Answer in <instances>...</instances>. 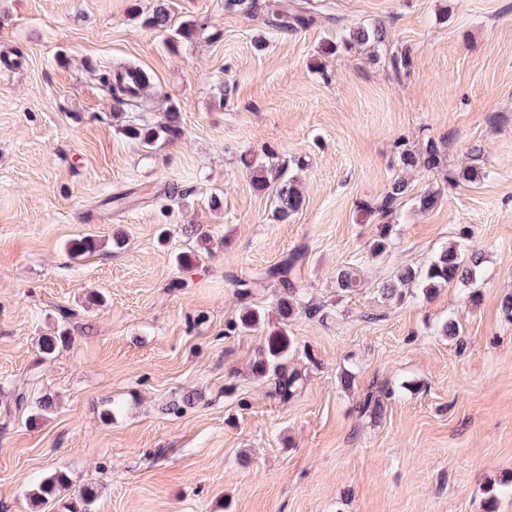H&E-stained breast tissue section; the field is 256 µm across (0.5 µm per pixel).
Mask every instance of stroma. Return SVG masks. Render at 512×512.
Instances as JSON below:
<instances>
[{
    "instance_id": "stroma-1",
    "label": "stroma",
    "mask_w": 512,
    "mask_h": 512,
    "mask_svg": "<svg viewBox=\"0 0 512 512\" xmlns=\"http://www.w3.org/2000/svg\"><path fill=\"white\" fill-rule=\"evenodd\" d=\"M278 2L247 15L168 0L159 32L144 24L154 0H0V60L14 63L0 73V512H63L29 500L58 472L98 486L92 512H512L498 487L512 475V0H295L317 21L288 32L268 23ZM188 20L207 25L190 44L174 31ZM371 23L384 44L324 54ZM120 62L148 71L153 94L116 118L105 78ZM171 105L180 137L126 136ZM431 141L442 168L403 167L401 148ZM272 157L304 195L284 222L245 165ZM469 165L478 178L447 184ZM399 176L411 195L376 258L356 207ZM88 238L97 248L73 255ZM461 240L482 255L474 286L384 297L399 268ZM296 250L301 380L284 402L253 369L281 292L256 272ZM348 266L362 284L344 292ZM250 309L263 329L229 331ZM451 315L461 338L436 331ZM61 326L70 344L43 357ZM26 374L51 411L16 405ZM191 392L201 401L165 413Z\"/></svg>"
}]
</instances>
